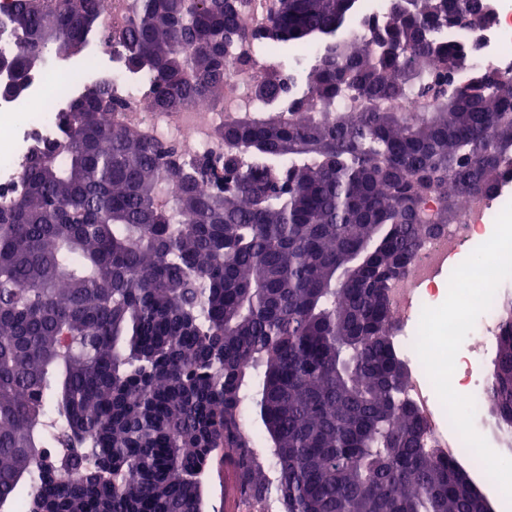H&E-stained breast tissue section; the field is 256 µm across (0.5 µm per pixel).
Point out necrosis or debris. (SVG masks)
<instances>
[{
    "mask_svg": "<svg viewBox=\"0 0 512 512\" xmlns=\"http://www.w3.org/2000/svg\"><path fill=\"white\" fill-rule=\"evenodd\" d=\"M489 20L478 31L447 30L442 34L449 44L461 47L465 66L461 76L479 78L486 72L512 74V0H488ZM253 58L247 70L232 69L224 83L219 107L197 106L182 111L155 112L144 99L148 78L127 70L120 54L89 37L83 56L75 63L88 78L105 82L119 97L121 108L114 118L148 139L170 142L186 158H207L220 166L224 158L221 132L225 116L255 110L253 83L264 73L274 49H260L257 43L245 45ZM81 93L80 86L65 84L55 66L32 71L24 89L14 96L0 95V201L16 195L21 188L30 150L35 143H48L59 136L56 116ZM512 209V194H496L463 204L458 223L448 225L437 237L426 240L411 262L406 276L397 282L391 305L399 328L394 337L404 356L411 360L408 394L417 406L425 427L427 447L455 457L462 453L461 431L472 421L473 410L482 402L484 384L472 392L448 393L436 397L429 378L443 365V355L451 339L440 326V316L429 299L439 276L451 267L462 247L479 236L486 225L497 223L500 215ZM512 275V240L495 245L461 273L454 284L459 297H466L474 284H494ZM494 298L479 313L461 308L459 320L486 338H494L501 299L512 291L496 288ZM453 410L454 423L446 425L444 410Z\"/></svg>",
    "mask_w": 512,
    "mask_h": 512,
    "instance_id": "obj_1",
    "label": "necrosis or debris"
}]
</instances>
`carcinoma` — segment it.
Here are the masks:
<instances>
[{
	"mask_svg": "<svg viewBox=\"0 0 512 512\" xmlns=\"http://www.w3.org/2000/svg\"><path fill=\"white\" fill-rule=\"evenodd\" d=\"M246 2L121 0L104 28L96 0L11 12L14 83L100 28L151 74L156 112L220 102L251 40L323 53L303 81L271 69L263 112L224 120L219 172L105 121L118 101L102 82L32 148L24 194L0 202V509L201 512L217 458L241 498L282 512H485L481 461L426 447L404 402L388 295L458 202L512 170V75L460 82L463 54L436 37L480 28L484 4L389 0L340 39L358 0H270L257 31ZM410 95L431 96L417 117L399 108ZM497 343L482 407L512 429V301ZM51 416L79 447L47 454Z\"/></svg>",
	"mask_w": 512,
	"mask_h": 512,
	"instance_id": "1",
	"label": "carcinoma"
}]
</instances>
